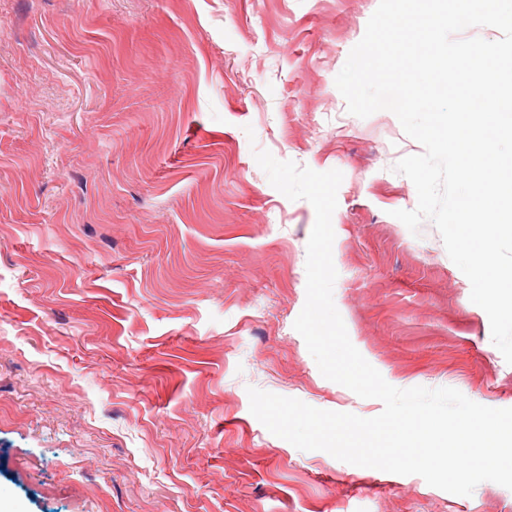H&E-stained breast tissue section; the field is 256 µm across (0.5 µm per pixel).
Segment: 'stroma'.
I'll return each instance as SVG.
<instances>
[{
    "label": "stroma",
    "mask_w": 512,
    "mask_h": 512,
    "mask_svg": "<svg viewBox=\"0 0 512 512\" xmlns=\"http://www.w3.org/2000/svg\"><path fill=\"white\" fill-rule=\"evenodd\" d=\"M379 0H0V512H512L302 451L248 388L364 418L294 322L313 206L254 153L343 181L333 300L394 387L512 408V365L394 170L423 153L335 78Z\"/></svg>",
    "instance_id": "obj_1"
}]
</instances>
